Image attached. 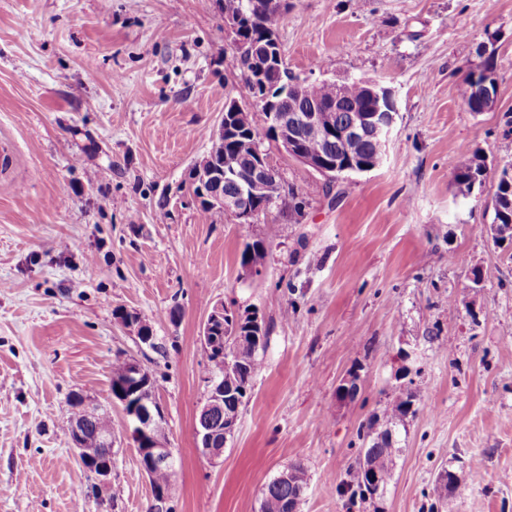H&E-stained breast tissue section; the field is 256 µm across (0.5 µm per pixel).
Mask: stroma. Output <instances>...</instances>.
<instances>
[{
  "instance_id": "stroma-1",
  "label": "stroma",
  "mask_w": 512,
  "mask_h": 512,
  "mask_svg": "<svg viewBox=\"0 0 512 512\" xmlns=\"http://www.w3.org/2000/svg\"><path fill=\"white\" fill-rule=\"evenodd\" d=\"M278 33L290 72L383 80L398 116L382 165L326 192L264 141L305 204L242 224L190 188L228 100L254 105L218 0H0V512H148L112 400L121 353L159 382L173 512H260L296 462L299 512H348L358 431L398 386L418 411L379 512H422L444 469L454 512H512V246L488 230L493 184L466 200L454 186L464 151L512 161V0H290ZM488 62L497 94L473 112L466 78ZM256 239L259 277L239 264ZM218 301L258 309L269 338L213 464L194 428ZM353 371L359 392L337 400ZM76 393L112 414L105 502L66 433Z\"/></svg>"
}]
</instances>
